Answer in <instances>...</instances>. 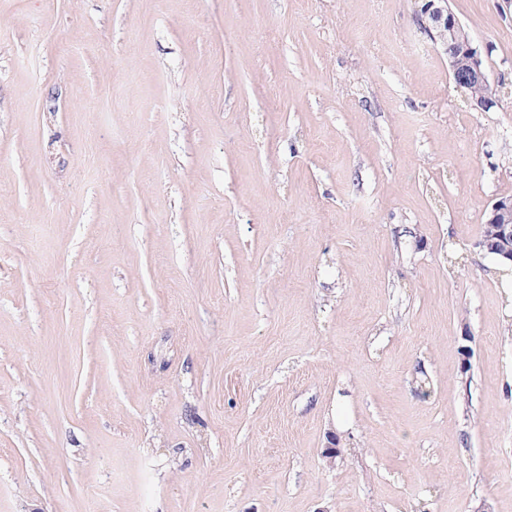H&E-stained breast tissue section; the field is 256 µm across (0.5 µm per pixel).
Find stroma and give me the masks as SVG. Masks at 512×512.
<instances>
[{
    "label": "stroma",
    "mask_w": 512,
    "mask_h": 512,
    "mask_svg": "<svg viewBox=\"0 0 512 512\" xmlns=\"http://www.w3.org/2000/svg\"><path fill=\"white\" fill-rule=\"evenodd\" d=\"M425 2L0 0V512H512V14L482 109ZM486 224L491 225L499 247L495 251V258L502 264L512 266V197H501L495 201L490 209ZM486 224H483L478 245L487 253L494 255L495 239Z\"/></svg>",
    "instance_id": "stroma-1"
}]
</instances>
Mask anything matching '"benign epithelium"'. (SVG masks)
Masks as SVG:
<instances>
[{
  "instance_id": "obj_1",
  "label": "benign epithelium",
  "mask_w": 512,
  "mask_h": 512,
  "mask_svg": "<svg viewBox=\"0 0 512 512\" xmlns=\"http://www.w3.org/2000/svg\"><path fill=\"white\" fill-rule=\"evenodd\" d=\"M424 14V28L444 47L456 86L468 90L485 88L489 94L474 97L472 101L479 108L491 105L496 94L495 85L488 79L481 52L471 39L457 40L456 33L463 31L464 26L448 9L447 0H428ZM487 224L491 225L499 243L495 258L512 265V197H501L492 204Z\"/></svg>"
}]
</instances>
